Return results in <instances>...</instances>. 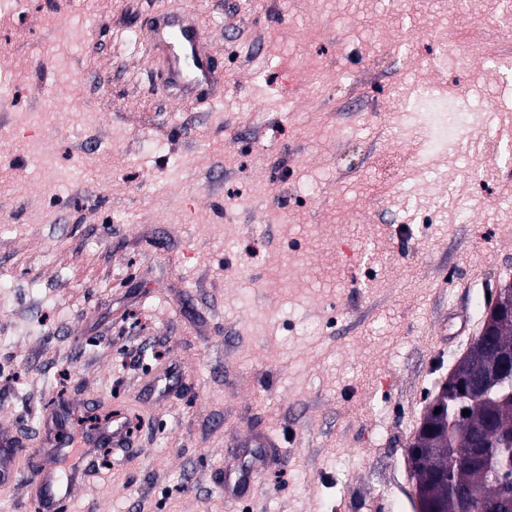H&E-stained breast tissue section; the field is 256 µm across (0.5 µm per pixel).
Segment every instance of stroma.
Here are the masks:
<instances>
[{"instance_id":"stroma-1","label":"stroma","mask_w":512,"mask_h":512,"mask_svg":"<svg viewBox=\"0 0 512 512\" xmlns=\"http://www.w3.org/2000/svg\"><path fill=\"white\" fill-rule=\"evenodd\" d=\"M23 3L0 10V431L40 445L63 399L143 418L57 512H418L407 448L512 283V150L476 122L512 126L502 0ZM174 4L215 105L155 95L128 38ZM460 45L470 67L438 63ZM411 112L446 145L408 185ZM254 432L285 450L259 477Z\"/></svg>"}]
</instances>
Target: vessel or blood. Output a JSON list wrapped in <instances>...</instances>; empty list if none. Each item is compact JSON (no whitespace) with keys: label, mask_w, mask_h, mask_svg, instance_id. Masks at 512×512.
Masks as SVG:
<instances>
[{"label":"vessel or blood","mask_w":512,"mask_h":512,"mask_svg":"<svg viewBox=\"0 0 512 512\" xmlns=\"http://www.w3.org/2000/svg\"><path fill=\"white\" fill-rule=\"evenodd\" d=\"M146 51L151 66L161 78L158 94L177 90L187 98L220 99L224 75L206 54L203 30L184 7L163 9L146 33ZM126 414L113 412L97 428L73 437H63L34 449L29 459L32 502L39 512H55L58 501L67 496L71 483L82 471L87 448L128 451L135 439L125 429ZM18 443L0 437V491H8L18 480Z\"/></svg>","instance_id":"obj_1"}]
</instances>
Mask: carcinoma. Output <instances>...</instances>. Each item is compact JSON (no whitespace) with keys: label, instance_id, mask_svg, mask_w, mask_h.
<instances>
[{"label":"carcinoma","instance_id":"obj_1","mask_svg":"<svg viewBox=\"0 0 512 512\" xmlns=\"http://www.w3.org/2000/svg\"><path fill=\"white\" fill-rule=\"evenodd\" d=\"M512 348V319L485 332L468 360L491 367ZM512 376L484 395L469 372L453 370L429 402L423 420L432 430L415 435L411 460L419 508L431 512H512ZM439 413H434V410ZM470 414L462 415L463 410Z\"/></svg>","mask_w":512,"mask_h":512}]
</instances>
